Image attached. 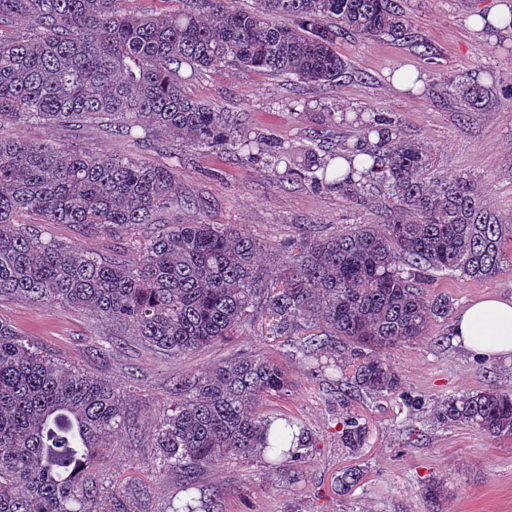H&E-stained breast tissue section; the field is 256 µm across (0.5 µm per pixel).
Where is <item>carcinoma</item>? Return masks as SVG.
Instances as JSON below:
<instances>
[{
    "instance_id": "1",
    "label": "carcinoma",
    "mask_w": 512,
    "mask_h": 512,
    "mask_svg": "<svg viewBox=\"0 0 512 512\" xmlns=\"http://www.w3.org/2000/svg\"><path fill=\"white\" fill-rule=\"evenodd\" d=\"M128 2L0 0V28L18 18L29 25L22 35L0 33V127L97 123L129 137L144 126L203 151L266 155L286 175L345 196L369 183L397 207L379 228L326 235L304 226L272 270L258 264L255 240L199 220L167 225L133 260L98 259L43 239L21 217L36 212L48 224L132 237L172 204L196 207L178 192L174 169L0 134V297L92 311L112 324V335L130 329L169 356L240 336L259 315L270 336L303 334L297 351L316 360L317 372L330 368L322 353L342 348L353 361L348 389L398 392L401 379L380 351L428 336L451 308L447 296L426 294L424 270L495 277L512 264L503 251L512 218L492 211L464 177L426 180L429 150L390 115L372 113L340 152L297 157L242 134L236 118L189 97L179 76L185 67L221 64L336 86L349 74L336 50L340 36L412 40L400 0H259L255 10L237 0H189L165 14ZM448 88L473 110L492 98V88L473 79ZM287 384L279 362L260 353L181 379L153 447L188 486L198 469L227 458L296 459L294 422L259 410ZM437 417L488 438L512 437V396L493 386L466 392L443 402ZM125 427L111 383L0 322V512H121L98 498L92 474L101 449ZM339 438L355 451L363 429L350 418Z\"/></svg>"
}]
</instances>
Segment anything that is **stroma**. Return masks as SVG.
Wrapping results in <instances>:
<instances>
[{
    "label": "stroma",
    "mask_w": 512,
    "mask_h": 512,
    "mask_svg": "<svg viewBox=\"0 0 512 512\" xmlns=\"http://www.w3.org/2000/svg\"><path fill=\"white\" fill-rule=\"evenodd\" d=\"M512 0H403V10L423 46L386 38L344 35L338 52L351 78L337 86L300 83L286 75L217 66L185 81L193 98L242 117L248 136L273 139L300 153L319 146L320 137H349L357 122L385 112L403 135L432 155L428 179L467 177L502 217L512 216V27L475 29L472 17L492 16ZM468 76L492 86L499 98L480 110L462 95L449 94L447 82ZM7 135L63 149L84 150L145 164L174 166L181 191L197 208L163 213L161 222L200 218L229 224L255 239L273 264L302 224L336 232L375 221L380 199L364 188L346 197L288 181L280 171L248 154L199 155L178 140L154 148L144 130L132 136L110 134L93 124L80 127L41 123L9 124ZM25 221L43 238L67 243L101 257L113 249L131 251L135 241L87 234L70 224H48L35 213ZM429 295H448L453 309L487 294H512V267L480 281L448 270H431ZM0 321L24 339L92 375L111 380L125 406L128 429L112 436L98 481L128 512H172L189 500L218 499L223 512H512V439H491L464 425L445 426L433 415L448 398L489 385L512 392V365L473 358L452 342L450 322H434L424 339L382 353L402 379V391L374 396L345 394L338 372L318 373L295 348L268 336L256 320L232 341L204 346L182 356H165L137 337L113 338L94 313L63 304L34 305L16 297L0 299ZM263 352L288 374L285 392L260 405L268 416L286 417L309 448L295 478L263 459L227 461L201 469L193 487L178 471L159 463L152 446L154 426L170 412L174 384L222 364L234 353ZM356 417L366 431L362 449L343 450L342 423ZM363 474L344 485L345 470ZM440 488L436 498L425 485Z\"/></svg>",
    "instance_id": "stroma-1"
}]
</instances>
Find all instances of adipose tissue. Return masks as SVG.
Here are the masks:
<instances>
[{
    "mask_svg": "<svg viewBox=\"0 0 512 512\" xmlns=\"http://www.w3.org/2000/svg\"><path fill=\"white\" fill-rule=\"evenodd\" d=\"M454 344L488 362L512 359V296L486 295L457 312Z\"/></svg>",
    "mask_w": 512,
    "mask_h": 512,
    "instance_id": "ef3b65f1",
    "label": "adipose tissue"
}]
</instances>
